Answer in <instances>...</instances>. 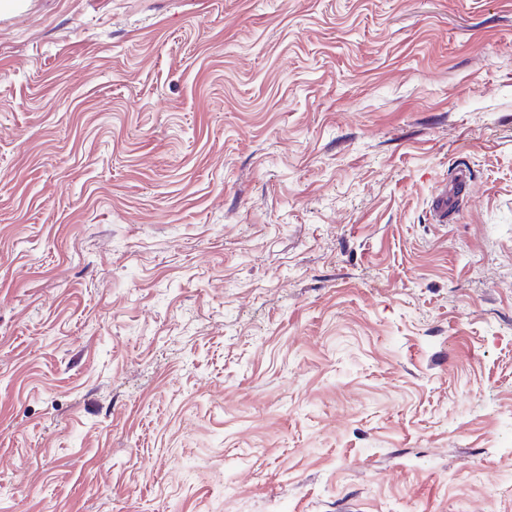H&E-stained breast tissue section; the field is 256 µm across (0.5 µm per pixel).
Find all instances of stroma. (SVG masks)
Returning a JSON list of instances; mask_svg holds the SVG:
<instances>
[{"mask_svg":"<svg viewBox=\"0 0 512 512\" xmlns=\"http://www.w3.org/2000/svg\"><path fill=\"white\" fill-rule=\"evenodd\" d=\"M0 512H512V0L0 14ZM470 175L466 169H459L448 183L441 184L432 199L431 210L438 224L458 215L463 209V200L469 194Z\"/></svg>","mask_w":512,"mask_h":512,"instance_id":"1","label":"stroma"}]
</instances>
